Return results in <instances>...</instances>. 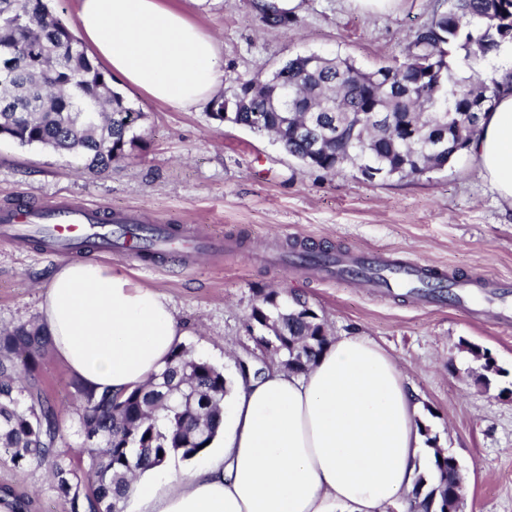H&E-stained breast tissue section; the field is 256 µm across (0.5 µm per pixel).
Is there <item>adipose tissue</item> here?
Segmentation results:
<instances>
[{
  "label": "adipose tissue",
  "instance_id": "1",
  "mask_svg": "<svg viewBox=\"0 0 512 512\" xmlns=\"http://www.w3.org/2000/svg\"><path fill=\"white\" fill-rule=\"evenodd\" d=\"M76 28L128 87L170 106L197 105L221 79L213 38L164 0H79ZM469 151L512 206L511 94L483 113ZM41 315L69 371L117 399L159 373L183 334L163 293L92 260L59 264ZM418 407L380 345L336 337L308 372L236 376L208 462L138 473L126 512H388L433 455Z\"/></svg>",
  "mask_w": 512,
  "mask_h": 512
}]
</instances>
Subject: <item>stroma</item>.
Instances as JSON below:
<instances>
[{
  "instance_id": "35a3bbf8",
  "label": "stroma",
  "mask_w": 512,
  "mask_h": 512,
  "mask_svg": "<svg viewBox=\"0 0 512 512\" xmlns=\"http://www.w3.org/2000/svg\"><path fill=\"white\" fill-rule=\"evenodd\" d=\"M217 43L219 93L239 78L272 72L296 54H341L363 69L400 56L413 28L436 0H398L388 12L351 0H301L294 25L272 26L261 0H171ZM128 102L145 112L130 159L90 174L77 161L38 146L0 140V207L23 202L51 209L79 197L106 210H135L145 224H195L231 238L232 257L185 270L151 268L121 256L94 261L126 272L169 298L182 343L234 380L241 358L262 367L276 356L249 332L259 291L297 293L314 304L331 336L375 340L399 364L422 403L420 420L464 478V512H512V324L488 278L512 279V208L501 203L479 160L460 154L448 167L416 178L364 181L354 169L323 177L304 169L269 137L215 119L208 102L177 109L133 89ZM320 246L360 257L377 253L447 268L471 280L467 294L422 308L399 293H373L347 279L256 260L257 251ZM60 262L29 242H0V331L39 323L40 304ZM489 349L505 373L477 385L480 363L464 342ZM33 374L59 416L58 446L75 456L83 437L71 374L46 349ZM70 512L45 465L14 467L0 457V512Z\"/></svg>"
}]
</instances>
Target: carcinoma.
<instances>
[{"mask_svg":"<svg viewBox=\"0 0 512 512\" xmlns=\"http://www.w3.org/2000/svg\"><path fill=\"white\" fill-rule=\"evenodd\" d=\"M512 41V0H446L408 40L401 58L363 70L348 57L297 55L267 76L242 78L230 96L235 124L270 134L304 168L334 176L351 166L381 179L440 171L465 152L481 114L512 90L487 73ZM112 77L76 46L69 26L44 0H0V138L65 152L90 174L131 157L144 112L128 105ZM341 252L302 250L295 268L317 270ZM423 292L455 294L440 279ZM247 327L274 347L290 371L317 360L330 340L308 302L276 291L257 295ZM50 345L39 325L0 333V454L13 465L46 464L70 512H124L131 476L179 455L206 451L224 416V373L180 345L165 368L118 401L76 384L81 405L80 473L57 448L58 416L29 372ZM436 481L418 476L408 512H444L461 472L434 457Z\"/></svg>","mask_w":512,"mask_h":512,"instance_id":"cac0c4a2","label":"carcinoma"}]
</instances>
